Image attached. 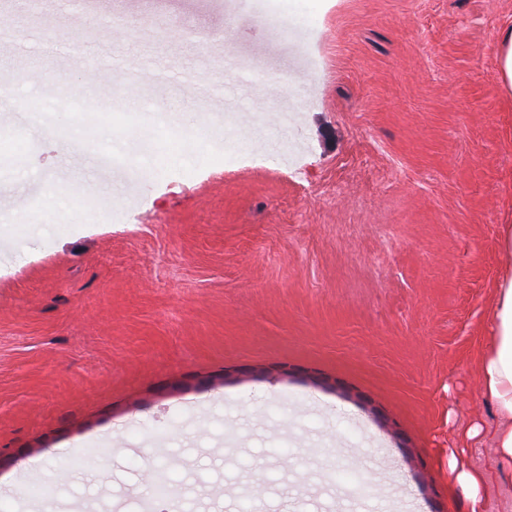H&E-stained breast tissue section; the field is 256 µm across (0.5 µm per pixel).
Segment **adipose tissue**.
<instances>
[{
  "instance_id": "obj_1",
  "label": "adipose tissue",
  "mask_w": 512,
  "mask_h": 512,
  "mask_svg": "<svg viewBox=\"0 0 512 512\" xmlns=\"http://www.w3.org/2000/svg\"><path fill=\"white\" fill-rule=\"evenodd\" d=\"M493 338L481 347L478 363L482 394L495 412L497 424L491 435L495 450V470L473 466L465 450L482 435L483 428L466 423L457 429V445L448 451V466L464 492L467 512H487L483 493L491 475L512 481V280L496 289L490 305Z\"/></svg>"
}]
</instances>
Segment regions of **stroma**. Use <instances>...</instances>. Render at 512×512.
<instances>
[{
  "label": "stroma",
  "instance_id": "35a3bbf8",
  "mask_svg": "<svg viewBox=\"0 0 512 512\" xmlns=\"http://www.w3.org/2000/svg\"><path fill=\"white\" fill-rule=\"evenodd\" d=\"M9 3L88 45L78 0ZM95 24L204 91L0 47L28 102L49 73L136 104L55 113L59 138L0 112V512H140L159 464L182 512H466L448 449L496 421L475 352L512 278V0H102ZM230 57L287 91L215 94ZM496 53L503 89L508 97H512V27L499 32Z\"/></svg>",
  "mask_w": 512,
  "mask_h": 512
}]
</instances>
